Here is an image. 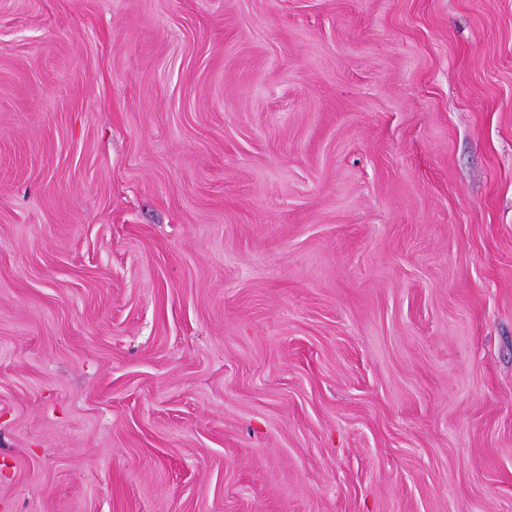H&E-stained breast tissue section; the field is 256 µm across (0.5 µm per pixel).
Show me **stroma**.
<instances>
[{"label":"stroma","instance_id":"stroma-1","mask_svg":"<svg viewBox=\"0 0 512 512\" xmlns=\"http://www.w3.org/2000/svg\"><path fill=\"white\" fill-rule=\"evenodd\" d=\"M0 512H512V0H0Z\"/></svg>","mask_w":512,"mask_h":512}]
</instances>
